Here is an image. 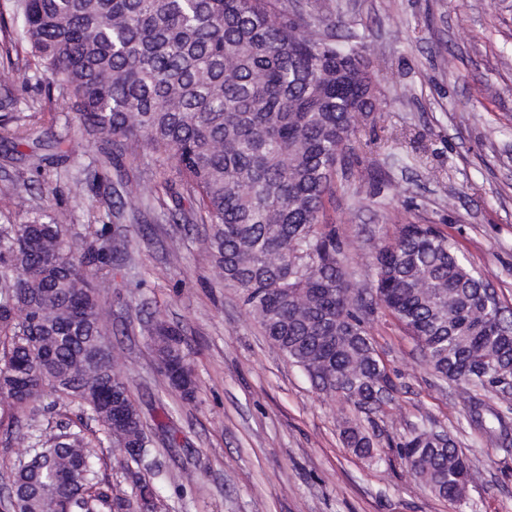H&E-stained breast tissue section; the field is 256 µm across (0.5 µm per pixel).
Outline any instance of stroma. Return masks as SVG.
<instances>
[{
	"mask_svg": "<svg viewBox=\"0 0 512 512\" xmlns=\"http://www.w3.org/2000/svg\"><path fill=\"white\" fill-rule=\"evenodd\" d=\"M339 4L329 30L375 48L383 100L351 137L350 193L326 206L352 282L371 290L374 248L396 233L389 218L398 211L453 238L512 315V0ZM4 113L19 116L26 139L0 129V225L25 222L12 199L39 176L31 213L51 210L76 238L103 222L129 236L127 255L112 264L102 314L116 371L154 446L143 464L128 466L78 404L48 394L17 414L0 395V512H12L20 422L47 435L82 430L100 479L119 495L131 493L134 479L149 483L158 512H512V446L489 431L499 422L512 431V394L478 387L466 394L436 379L415 336L380 308L368 328L392 390L379 409L355 411L274 349L240 292L225 287L198 244L202 227L188 197L165 193L115 217L69 195L85 167L99 168L113 188L175 179L171 161L141 146L107 162L106 137H88L42 85L0 82ZM63 153L67 161L58 162ZM177 207L186 223H172ZM158 322L185 339L192 400L170 385L157 359L149 330ZM347 420L372 437L378 458L345 447ZM423 424L453 437L482 472L462 502L431 493L398 456L397 443Z\"/></svg>",
	"mask_w": 512,
	"mask_h": 512,
	"instance_id": "stroma-1",
	"label": "stroma"
}]
</instances>
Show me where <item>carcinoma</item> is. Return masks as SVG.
Segmentation results:
<instances>
[{
    "instance_id": "1",
    "label": "carcinoma",
    "mask_w": 512,
    "mask_h": 512,
    "mask_svg": "<svg viewBox=\"0 0 512 512\" xmlns=\"http://www.w3.org/2000/svg\"><path fill=\"white\" fill-rule=\"evenodd\" d=\"M0 15V52L26 42L34 64L0 72L13 85L43 83L71 104L92 137H112L119 157L142 144L171 160L197 202L202 244L224 286L243 302L271 344L311 381L358 410L390 384L367 324L379 306L421 343L433 373L463 388L501 392L512 381V329L483 299L485 280L435 224L405 220L376 247L375 305L354 287L326 203L347 192L346 149L357 125L381 110L370 48L321 30L317 13L276 0H10ZM104 180L93 169L70 193L76 201ZM156 184L114 191L122 212L154 196ZM70 238L49 212L0 229V386L24 409L46 393L78 403L127 448L151 445L129 387L91 355L111 344L101 323L110 287L112 238ZM21 280L10 279L16 267ZM171 385L196 382L173 326L150 329ZM420 429L399 446L412 474L437 496L463 500L481 478L455 441ZM23 462L11 486L13 512H155L152 489L130 496L102 484L82 431L48 439L17 426ZM347 447L375 458L372 438L343 429Z\"/></svg>"
}]
</instances>
